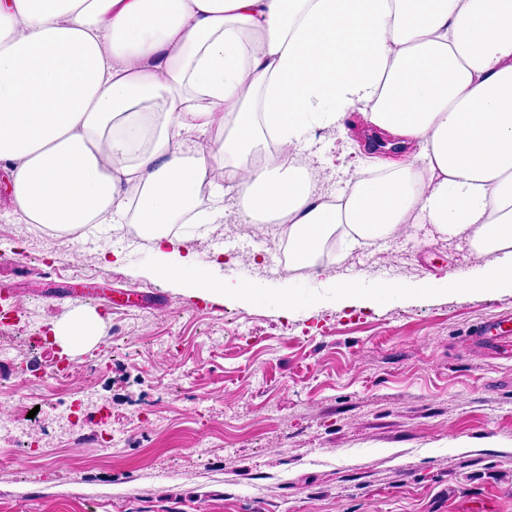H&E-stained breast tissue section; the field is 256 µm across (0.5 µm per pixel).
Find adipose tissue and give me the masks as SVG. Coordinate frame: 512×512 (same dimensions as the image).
Segmentation results:
<instances>
[{
    "instance_id": "adipose-tissue-1",
    "label": "adipose tissue",
    "mask_w": 512,
    "mask_h": 512,
    "mask_svg": "<svg viewBox=\"0 0 512 512\" xmlns=\"http://www.w3.org/2000/svg\"><path fill=\"white\" fill-rule=\"evenodd\" d=\"M355 117L406 151L321 194L295 159ZM0 167L21 222L151 228L152 276L220 305L266 294L167 228L222 223L228 184L299 267L339 226L423 224L492 257L448 290H512V0H0Z\"/></svg>"
}]
</instances>
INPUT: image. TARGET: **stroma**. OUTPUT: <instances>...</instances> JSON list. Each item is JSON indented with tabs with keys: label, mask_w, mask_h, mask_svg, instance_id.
Segmentation results:
<instances>
[{
	"label": "stroma",
	"mask_w": 512,
	"mask_h": 512,
	"mask_svg": "<svg viewBox=\"0 0 512 512\" xmlns=\"http://www.w3.org/2000/svg\"><path fill=\"white\" fill-rule=\"evenodd\" d=\"M307 150L328 194L371 153L330 126ZM6 184L0 170V311L54 325L80 295L137 297L106 310L96 343L70 356L71 390L92 387L96 403L64 435L44 402L42 351L9 331L0 384L21 383L16 399L36 415L22 462L0 465V512H512V338L495 351L471 342L480 322L512 317V291L376 305L334 288L473 276L487 258L465 242L420 225L370 247L340 238L324 275L279 277L265 273L270 246L180 225L200 260L223 254L227 277L269 294L216 305L153 280L148 240L95 230L79 269L60 261V243L20 245ZM112 250L122 265H104ZM283 288L306 306L283 314ZM168 338L176 351L158 352ZM111 427L126 434L112 454L96 441Z\"/></svg>",
	"instance_id": "obj_1"
}]
</instances>
